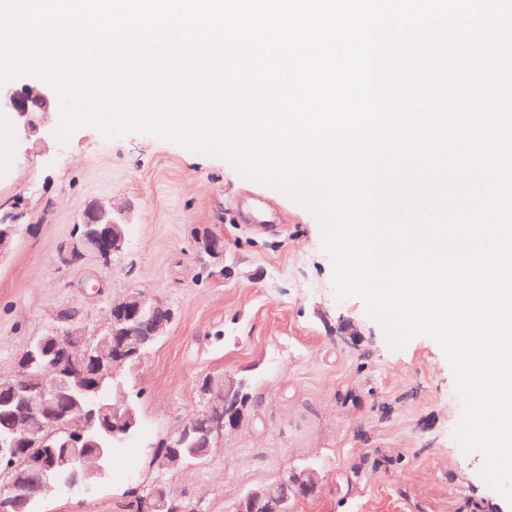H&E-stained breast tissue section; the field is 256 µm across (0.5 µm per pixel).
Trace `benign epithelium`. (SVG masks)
Wrapping results in <instances>:
<instances>
[{
  "instance_id": "benign-epithelium-1",
  "label": "benign epithelium",
  "mask_w": 512,
  "mask_h": 512,
  "mask_svg": "<svg viewBox=\"0 0 512 512\" xmlns=\"http://www.w3.org/2000/svg\"><path fill=\"white\" fill-rule=\"evenodd\" d=\"M0 107L9 112L10 120L19 131L25 152L28 153V144L36 145L43 139L42 115L58 111L59 101L50 87L41 92H34L26 85L20 88L0 87ZM80 224L86 229L85 249L95 253L104 264H110L114 255L124 251L127 244L126 223L114 217L112 206L99 201L90 203L81 216ZM200 261L212 266H224V269L213 273V281H220L230 273V267L224 265V242L219 238L208 241ZM153 303L154 299L141 291H131L122 299L113 302L106 326L113 328L120 325L122 329L115 334L112 342L105 345L96 343L83 350L74 341L80 331H69L65 328L57 330L56 335L63 337L64 342L58 346L56 359L85 363L95 375L118 374L126 359L135 356L143 358L140 354L139 338L136 336V324L140 315L153 306ZM61 375L63 372L61 364L58 363L42 389L29 400L31 412L38 419V425H33L30 418L23 417L19 419L18 426L30 433L25 444V447L30 448L38 441V435L44 426L59 421L70 424L71 431L64 441V450L70 453L68 483L75 487L82 485L89 472L88 460L95 458V453H87L79 447L84 432L92 426V413L77 403L70 404L64 413L55 412ZM231 386L232 383L224 382L222 392L207 387L203 392L204 409L191 420L193 431L202 434L210 446L223 437L226 431L239 427L244 420V415L236 410V402L231 398ZM183 439V433L176 434L173 444L161 458L162 468L170 473H176L187 466L186 459L178 451ZM23 456L20 445L14 440L0 448L1 458L14 460ZM26 464L48 473L57 470L59 461L56 455L49 452L26 457ZM290 485L299 486L308 494L318 485L317 475L311 469L295 470L288 479L251 489L239 501L237 512H268L284 505L287 495L281 493V490ZM174 496L171 485L159 480L140 497V512H157L159 505Z\"/></svg>"
}]
</instances>
